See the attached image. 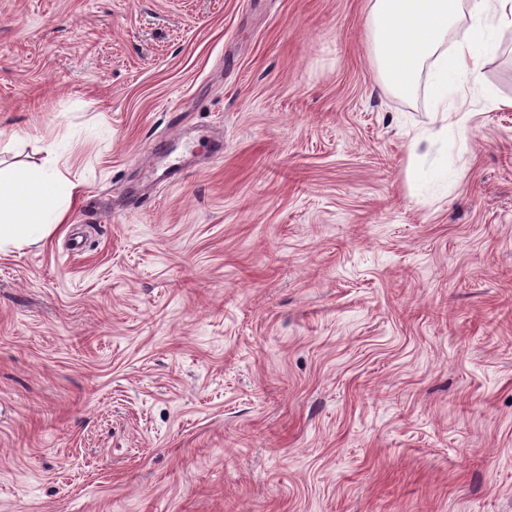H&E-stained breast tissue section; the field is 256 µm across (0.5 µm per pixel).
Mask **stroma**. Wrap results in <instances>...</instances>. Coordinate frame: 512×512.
Instances as JSON below:
<instances>
[{
	"label": "stroma",
	"instance_id": "obj_1",
	"mask_svg": "<svg viewBox=\"0 0 512 512\" xmlns=\"http://www.w3.org/2000/svg\"><path fill=\"white\" fill-rule=\"evenodd\" d=\"M368 0H0V512H512V40L411 190ZM78 185L55 161L19 170H0V249L41 242L64 224ZM456 172L448 166V158L436 162L427 171L410 168L408 178L414 183L418 192L428 196H445L448 183L454 180Z\"/></svg>",
	"mask_w": 512,
	"mask_h": 512
}]
</instances>
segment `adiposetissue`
Masks as SVG:
<instances>
[{"label":"adipose tissue","mask_w":512,"mask_h":512,"mask_svg":"<svg viewBox=\"0 0 512 512\" xmlns=\"http://www.w3.org/2000/svg\"><path fill=\"white\" fill-rule=\"evenodd\" d=\"M371 64L393 93L426 88L444 127L465 137L479 65L512 29V0H370ZM55 161L0 170V248L41 242L77 197Z\"/></svg>","instance_id":"obj_1"}]
</instances>
